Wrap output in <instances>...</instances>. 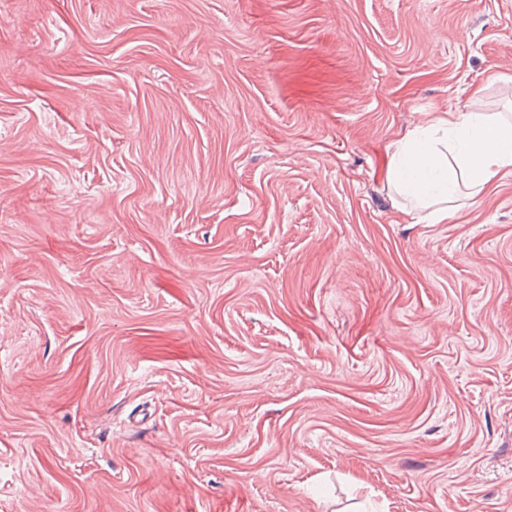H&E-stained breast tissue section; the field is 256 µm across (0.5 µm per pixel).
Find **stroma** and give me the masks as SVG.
I'll use <instances>...</instances> for the list:
<instances>
[{
	"label": "stroma",
	"instance_id": "35a3bbf8",
	"mask_svg": "<svg viewBox=\"0 0 512 512\" xmlns=\"http://www.w3.org/2000/svg\"><path fill=\"white\" fill-rule=\"evenodd\" d=\"M512 0H0V512H512ZM428 113L400 141L387 178L423 220L441 224L458 215L461 184L480 195L492 179L512 175V121L453 106Z\"/></svg>",
	"mask_w": 512,
	"mask_h": 512
}]
</instances>
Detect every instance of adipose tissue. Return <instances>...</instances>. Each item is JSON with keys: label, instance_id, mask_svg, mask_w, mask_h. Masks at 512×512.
<instances>
[{"label": "adipose tissue", "instance_id": "1", "mask_svg": "<svg viewBox=\"0 0 512 512\" xmlns=\"http://www.w3.org/2000/svg\"><path fill=\"white\" fill-rule=\"evenodd\" d=\"M506 175H512V121L453 106L432 110L410 130L387 169L395 192L430 224L456 218L461 189L478 195Z\"/></svg>", "mask_w": 512, "mask_h": 512}]
</instances>
